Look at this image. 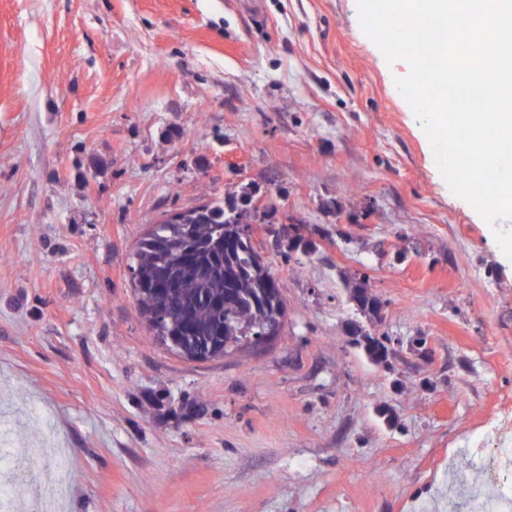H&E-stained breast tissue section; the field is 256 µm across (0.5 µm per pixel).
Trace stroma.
<instances>
[{"mask_svg": "<svg viewBox=\"0 0 512 512\" xmlns=\"http://www.w3.org/2000/svg\"><path fill=\"white\" fill-rule=\"evenodd\" d=\"M408 71L358 0H0V422L67 448L64 512H468L470 449L512 447V260L441 176ZM245 196L285 325L185 360L132 252ZM292 234L315 250L288 263ZM362 278L382 364L349 333ZM136 284L138 288H141L138 283ZM133 293L138 309L153 332L154 314L158 305L157 296L152 292L151 288H134ZM351 292L352 299L365 315L377 316L380 302L377 297L369 291V288H366L365 284L355 285Z\"/></svg>", "mask_w": 512, "mask_h": 512, "instance_id": "obj_1", "label": "stroma"}]
</instances>
